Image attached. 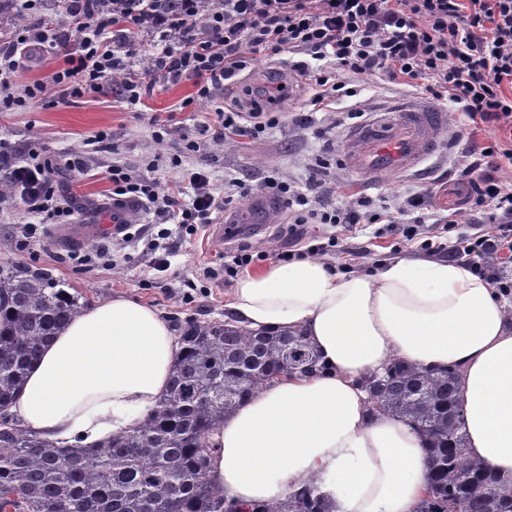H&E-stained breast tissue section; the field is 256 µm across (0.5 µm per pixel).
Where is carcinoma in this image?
I'll use <instances>...</instances> for the list:
<instances>
[{
	"mask_svg": "<svg viewBox=\"0 0 512 512\" xmlns=\"http://www.w3.org/2000/svg\"><path fill=\"white\" fill-rule=\"evenodd\" d=\"M0 0V33L20 21ZM49 271L0 267V409L46 342L79 312ZM167 393L133 431L93 450L60 448L0 423V512H330L315 482L264 505L238 503L208 475L206 438L243 401L288 375L319 371L304 336L189 323ZM363 383L371 407L427 441L429 474L416 512H512V476L464 453L458 370L391 359Z\"/></svg>",
	"mask_w": 512,
	"mask_h": 512,
	"instance_id": "obj_1",
	"label": "carcinoma"
}]
</instances>
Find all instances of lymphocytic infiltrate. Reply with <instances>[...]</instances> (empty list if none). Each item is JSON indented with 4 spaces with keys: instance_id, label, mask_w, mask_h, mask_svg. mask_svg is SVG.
<instances>
[{
    "instance_id": "obj_1",
    "label": "lymphocytic infiltrate",
    "mask_w": 512,
    "mask_h": 512,
    "mask_svg": "<svg viewBox=\"0 0 512 512\" xmlns=\"http://www.w3.org/2000/svg\"><path fill=\"white\" fill-rule=\"evenodd\" d=\"M93 0H66L61 23H37L0 39V107L10 108L42 99L47 87L57 89L58 101L97 95L109 82L130 111H137L157 84L193 81L196 96L215 105L208 124L185 138L188 151L207 142L237 137L258 138L279 124L278 106L288 96L286 82L272 80L254 92V109L239 112L224 106V86L247 69L253 56L297 54L299 75L313 81V104L333 93L353 96L342 75L358 81L376 72L452 103L468 124L497 129L487 145L471 143L455 166L451 191L459 196L460 211L469 214L472 234L457 237L450 258L464 262L501 293L512 292V282L496 268L501 251H512V184L503 171H512V0H224L207 17H197L193 0H185L180 16L132 13L124 20L93 8ZM149 27L162 49L147 70L132 67L143 43L133 32ZM51 48L62 60L48 83L17 90L15 76L31 48ZM329 163L316 159L309 167L306 189L284 177H267L265 196L288 210L292 241H303L307 224L352 229L363 218L385 222L414 239L419 228L404 224L409 213L427 209L425 193L397 195L396 211L372 212L373 202L355 193L338 206L310 199L322 185ZM0 173L23 198L32 223L26 235L36 233V221L60 216L53 169L38 154L20 160L0 148ZM182 179L192 190L189 200L179 191L159 190L155 181L135 170L112 169V192L131 195L144 208L155 209L176 224H208L224 211L225 198L209 175L186 168Z\"/></svg>"
}]
</instances>
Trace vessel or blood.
Returning <instances> with one entry per match:
<instances>
[{"mask_svg":"<svg viewBox=\"0 0 512 512\" xmlns=\"http://www.w3.org/2000/svg\"><path fill=\"white\" fill-rule=\"evenodd\" d=\"M445 114L428 106L401 105L353 129L344 151L354 173L381 178L390 170H412L441 145Z\"/></svg>","mask_w":512,"mask_h":512,"instance_id":"b4317fda","label":"vessel or blood"}]
</instances>
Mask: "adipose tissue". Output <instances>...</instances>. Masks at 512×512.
<instances>
[{
	"instance_id": "adipose-tissue-1",
	"label": "adipose tissue",
	"mask_w": 512,
	"mask_h": 512,
	"mask_svg": "<svg viewBox=\"0 0 512 512\" xmlns=\"http://www.w3.org/2000/svg\"><path fill=\"white\" fill-rule=\"evenodd\" d=\"M228 309L254 333H303L324 366L267 385L209 437L210 475L230 498L270 502L315 479L332 512H415L426 442L373 411L361 384L392 358L456 366L467 455L512 474V308L468 265L402 257L365 274L304 258L244 273ZM179 350L155 308L92 304L45 348L9 411L37 437L94 447L156 407Z\"/></svg>"
}]
</instances>
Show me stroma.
Here are the masks:
<instances>
[{"mask_svg": "<svg viewBox=\"0 0 512 512\" xmlns=\"http://www.w3.org/2000/svg\"><path fill=\"white\" fill-rule=\"evenodd\" d=\"M288 60L285 53L257 58L250 69L225 88V103L236 105L242 112L250 111L244 87L281 77ZM195 94L193 81L187 80L176 85H156L138 113L127 110L120 97L109 90L63 104L30 101L0 111V145L50 159L59 194L71 209L70 215L59 216L56 223L38 225L35 237L29 238L23 233L28 220L24 205L18 195H10L7 203L0 205V265L46 269L87 305L117 296L137 298L157 309L178 335L190 321L223 322L235 286L233 278L222 275L227 252L245 241L255 253L252 268L281 263L282 252L289 248L286 212L278 208L261 212L255 206V198H235V239H215L205 224L198 225L196 232L173 235L170 266L159 272L149 267L151 241L162 229L159 216L144 213L132 203H112L113 164L154 174L164 188L177 181L179 174L172 163L174 144L183 133L207 121L211 111L204 102L185 106V99L194 98ZM312 94L309 83L295 86L291 99L279 105L287 118L276 128L256 140L218 143L183 156L184 167L208 171L219 189L234 178L256 189L268 176L303 180L307 165L322 157L330 162L321 188L325 203L336 205L345 196L361 192L380 207L390 186L428 192V238L451 246L456 233L464 232L465 227L457 225L451 232L441 223L449 207L456 204L448 193V170L468 142L453 141L451 133H444L439 153L419 170L368 183L348 165L337 162V152L352 129L351 123L344 121V113L357 105L371 115L404 102H423V95L403 92L381 75L362 83L356 97L326 107L313 105ZM155 117L167 129L160 140L155 138L151 123ZM72 161L83 168L75 182L69 179L68 164ZM117 217L134 224L136 237L127 246L114 244L107 237L87 240L80 234L82 226L109 224ZM330 232V227L309 225L307 244L327 248L328 262L341 272L370 273L397 257L435 256L434 251L406 241L383 224L357 225L349 237L338 239L333 246L328 243Z\"/></svg>", "mask_w": 512, "mask_h": 512, "instance_id": "stroma-1", "label": "stroma"}]
</instances>
